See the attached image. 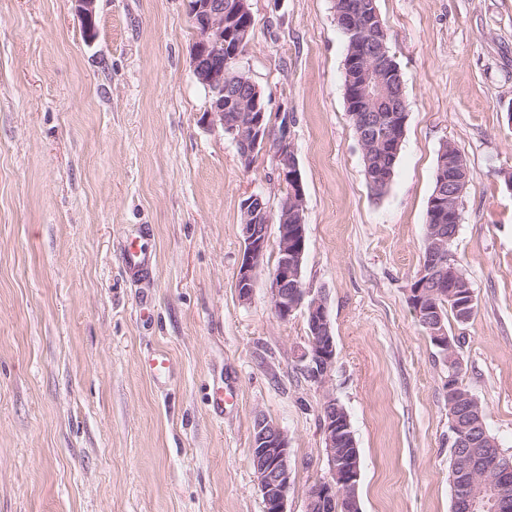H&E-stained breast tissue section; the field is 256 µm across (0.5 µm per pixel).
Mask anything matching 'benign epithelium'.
<instances>
[{
	"instance_id": "benign-epithelium-1",
	"label": "benign epithelium",
	"mask_w": 512,
	"mask_h": 512,
	"mask_svg": "<svg viewBox=\"0 0 512 512\" xmlns=\"http://www.w3.org/2000/svg\"><path fill=\"white\" fill-rule=\"evenodd\" d=\"M96 0H75L86 35L96 30ZM234 13L224 11V0H189L188 18L197 32L191 49V64L198 82L208 94L201 122L222 129L235 144L243 160L250 162L268 146L283 188L279 210L278 262L270 284L271 306L281 321L302 311L308 327V345L299 361L307 377L324 384L336 363V346L324 295L305 287L301 269L306 251L305 191L301 171L289 138V119L283 116L280 136L269 140L267 108L260 106V88L224 105V64H238L245 50L247 35L254 25L248 0H239ZM337 25L351 35H363L366 41L348 58L349 83L345 86L347 110L358 120V140L362 152L374 156L399 151L406 111L400 98L384 99L387 89L397 83L391 71L389 50L381 37L384 26L375 0H362L355 12L336 15ZM236 35L235 45L228 46L227 33ZM386 103L392 115L381 127L379 105ZM438 188L431 206L448 211V224L460 218L462 198L468 184L466 160L453 147L440 152L436 171ZM244 251L238 265L236 287L239 299L248 301L255 286L256 272L268 248V226L273 221L269 204L261 194L245 198L242 205ZM450 238L442 224L426 225L427 259L422 263L410 292V304L426 333L432 337L439 354L448 362V373L459 369L457 340L448 336L447 325L435 307L437 294L450 293L457 300L459 320L466 321L474 311V292L469 282L455 268L448 249ZM320 426L329 462L330 477L313 484L307 493L305 512H326L344 503L348 512H360L357 486L359 460L338 448H353L355 443L347 411L340 408L336 397L325 394L320 404ZM451 447L461 457L453 473L454 482H467L479 469L474 448L480 443L478 430L472 426L451 428ZM288 436L276 423L265 417L256 419L250 445V458L255 462L264 512H288V493L292 485ZM512 482V459H505L496 469L493 480L467 501V512H502L504 503L499 487Z\"/></svg>"
}]
</instances>
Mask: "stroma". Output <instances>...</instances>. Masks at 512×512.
Here are the masks:
<instances>
[{
  "instance_id": "obj_1",
  "label": "stroma",
  "mask_w": 512,
  "mask_h": 512,
  "mask_svg": "<svg viewBox=\"0 0 512 512\" xmlns=\"http://www.w3.org/2000/svg\"><path fill=\"white\" fill-rule=\"evenodd\" d=\"M407 121L383 194L344 99L334 0H249L240 65L271 131L290 119L305 188V286L336 343L326 385L297 357L303 313L274 315L277 224L250 301L235 286L240 203L283 194L269 150L244 165L202 125L187 0H0V512H263L249 448L288 436L289 512L328 478L320 402L347 411L361 512H451L448 367L409 304L437 154L470 182L453 252L478 299L463 386L512 454V0H377ZM151 266L125 267L131 236ZM173 368L153 378L146 361ZM224 407L215 409L216 388Z\"/></svg>"
}]
</instances>
